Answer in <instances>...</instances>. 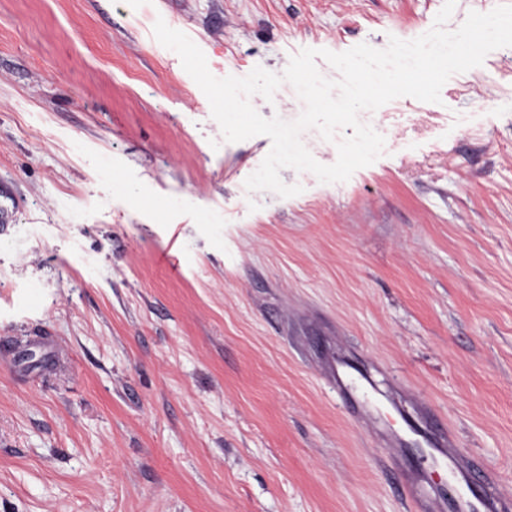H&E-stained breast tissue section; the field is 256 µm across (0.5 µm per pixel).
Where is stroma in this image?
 <instances>
[{"label":"stroma","instance_id":"stroma-1","mask_svg":"<svg viewBox=\"0 0 512 512\" xmlns=\"http://www.w3.org/2000/svg\"><path fill=\"white\" fill-rule=\"evenodd\" d=\"M443 5L0 0V512H410L332 359L386 432L431 407L512 490V47L361 112L383 154L282 198L153 34L280 74Z\"/></svg>","mask_w":512,"mask_h":512}]
</instances>
